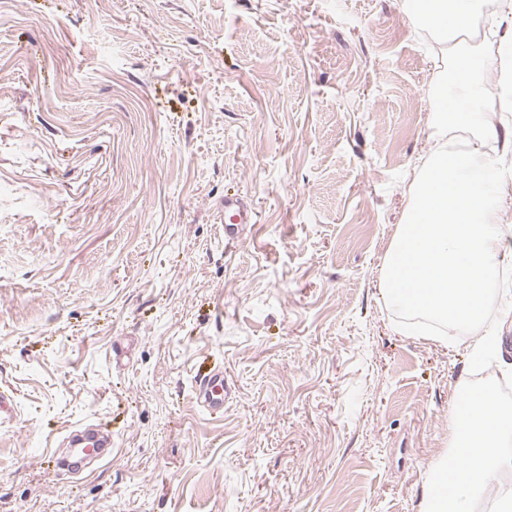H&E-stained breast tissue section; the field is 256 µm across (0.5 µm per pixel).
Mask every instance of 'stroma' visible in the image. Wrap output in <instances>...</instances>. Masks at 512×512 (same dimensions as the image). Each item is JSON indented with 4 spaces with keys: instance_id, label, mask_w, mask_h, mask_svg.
<instances>
[{
    "instance_id": "1",
    "label": "stroma",
    "mask_w": 512,
    "mask_h": 512,
    "mask_svg": "<svg viewBox=\"0 0 512 512\" xmlns=\"http://www.w3.org/2000/svg\"><path fill=\"white\" fill-rule=\"evenodd\" d=\"M402 2L0 0V512H420L512 310L474 369L381 297L446 50ZM253 220V212L237 200L224 199V238L240 234L244 224H252ZM195 382L197 398L208 411L224 410V391L227 393L224 371L200 372Z\"/></svg>"
}]
</instances>
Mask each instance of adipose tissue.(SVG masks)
Segmentation results:
<instances>
[{
  "label": "adipose tissue",
  "instance_id": "obj_1",
  "mask_svg": "<svg viewBox=\"0 0 512 512\" xmlns=\"http://www.w3.org/2000/svg\"><path fill=\"white\" fill-rule=\"evenodd\" d=\"M450 419L448 451L429 465L434 480L423 488L422 512H473L493 474L512 469V452L504 446L512 436V412L500 406L493 390L459 393ZM447 479L452 491L446 495L441 486Z\"/></svg>",
  "mask_w": 512,
  "mask_h": 512
}]
</instances>
